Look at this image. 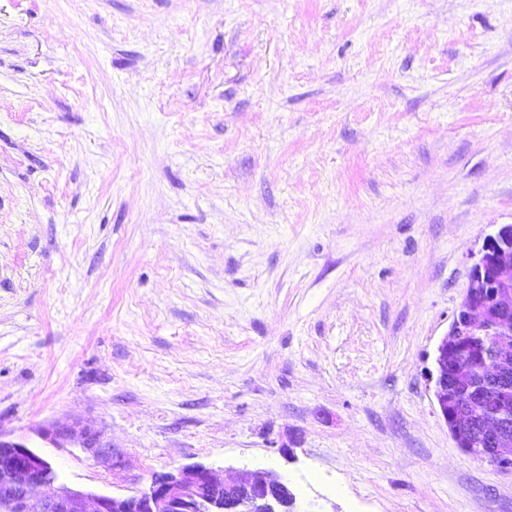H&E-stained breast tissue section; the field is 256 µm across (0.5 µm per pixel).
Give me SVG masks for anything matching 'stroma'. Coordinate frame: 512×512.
<instances>
[{"mask_svg":"<svg viewBox=\"0 0 512 512\" xmlns=\"http://www.w3.org/2000/svg\"><path fill=\"white\" fill-rule=\"evenodd\" d=\"M501 224L512 0H0V438L68 487L512 512L428 379Z\"/></svg>","mask_w":512,"mask_h":512,"instance_id":"stroma-1","label":"stroma"}]
</instances>
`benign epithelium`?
<instances>
[{
	"label": "benign epithelium",
	"mask_w": 512,
	"mask_h": 512,
	"mask_svg": "<svg viewBox=\"0 0 512 512\" xmlns=\"http://www.w3.org/2000/svg\"><path fill=\"white\" fill-rule=\"evenodd\" d=\"M439 412L458 446L480 448V457L512 475V224L486 237L448 332L434 353ZM500 395L490 407L475 392ZM82 445L112 460L99 436ZM57 475L34 449L0 439V512H294L288 483L273 470L244 468L227 479L224 471L193 463L152 476L147 491L128 498L60 486L44 488Z\"/></svg>",
	"instance_id": "1"
}]
</instances>
